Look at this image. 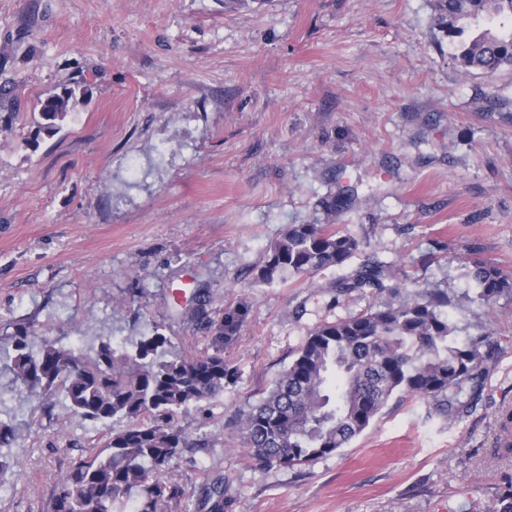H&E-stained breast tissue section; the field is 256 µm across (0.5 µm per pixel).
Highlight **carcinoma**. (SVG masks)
Here are the masks:
<instances>
[{"label":"carcinoma","instance_id":"obj_1","mask_svg":"<svg viewBox=\"0 0 512 512\" xmlns=\"http://www.w3.org/2000/svg\"><path fill=\"white\" fill-rule=\"evenodd\" d=\"M434 10L440 31L458 39L455 59L463 69L512 67V0H435ZM69 100H40L45 128L54 130L66 118ZM360 248L358 238L330 224H290L270 245L257 279L274 284L312 277L346 265ZM386 276V265L368 260L336 282V294L381 290ZM471 278L487 304L512 295V276L490 262L473 260ZM449 305L448 293L434 290L311 329L267 395L240 415L243 447L268 466L331 455L361 435L396 394L432 399L450 417L469 412L483 386L489 336L458 341ZM246 314L241 304L213 320L201 301L196 317L212 332L215 350L193 357L165 355L168 338L156 330L132 352L102 340L91 354L55 342L34 353L29 328L19 327L0 370L39 402L60 391L68 412L94 425L112 424L95 457L71 462L46 512H124L134 492L133 512L181 506L184 488L161 480L187 444L175 418L237 378L222 347L239 335ZM201 507L224 512L223 482L204 488Z\"/></svg>","mask_w":512,"mask_h":512}]
</instances>
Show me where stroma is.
<instances>
[{
  "label": "stroma",
  "mask_w": 512,
  "mask_h": 512,
  "mask_svg": "<svg viewBox=\"0 0 512 512\" xmlns=\"http://www.w3.org/2000/svg\"><path fill=\"white\" fill-rule=\"evenodd\" d=\"M434 0H0V350L18 327L91 352L159 330L169 352L224 346L237 379L178 415L189 446L165 480L224 512H493L512 482L496 450L512 410V297L479 300L473 259L512 274V70L467 71ZM69 95L45 130L38 102ZM335 199V214L324 202ZM328 222L359 255L310 278L256 275L287 225ZM388 289L337 296L365 257ZM447 290L459 341L486 335L484 385L457 419L393 397L361 435L294 467L260 465L239 414L315 326ZM18 475L0 512H46L71 460L105 428L37 403L0 371ZM201 507L207 512H224V483L222 481H214L204 488Z\"/></svg>",
  "instance_id": "1"
}]
</instances>
